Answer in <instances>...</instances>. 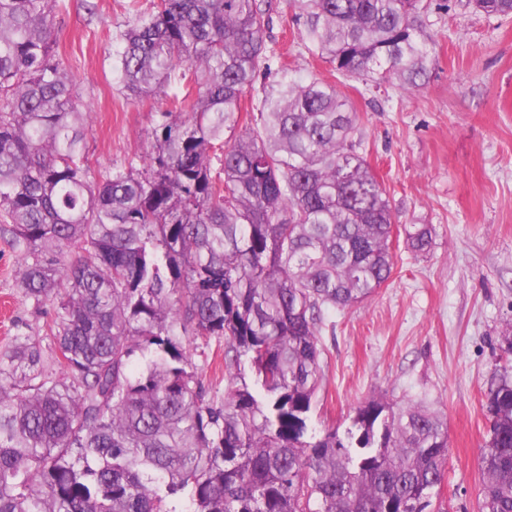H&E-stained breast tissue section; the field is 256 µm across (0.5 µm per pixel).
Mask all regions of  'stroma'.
Instances as JSON below:
<instances>
[{
  "label": "stroma",
  "instance_id": "35a3bbf8",
  "mask_svg": "<svg viewBox=\"0 0 512 512\" xmlns=\"http://www.w3.org/2000/svg\"><path fill=\"white\" fill-rule=\"evenodd\" d=\"M268 45L294 75L332 80L299 44L284 0H273ZM130 0H67L57 47L90 111L92 171L127 165L149 148L157 99H130L112 82V52ZM433 49L425 83L406 93L353 82L341 90L358 115L362 152L384 183L399 224H429V253L396 248L391 279L363 303L329 311L320 332L321 387L311 423L343 428L373 398L426 399L448 423L438 512H478L487 438L484 391L512 325V16L467 0L424 17ZM19 260L0 237V349L14 337L52 342V306L35 310L16 286Z\"/></svg>",
  "mask_w": 512,
  "mask_h": 512
}]
</instances>
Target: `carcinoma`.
Masks as SVG:
<instances>
[{
	"label": "carcinoma",
	"instance_id": "cac0c4a2",
	"mask_svg": "<svg viewBox=\"0 0 512 512\" xmlns=\"http://www.w3.org/2000/svg\"><path fill=\"white\" fill-rule=\"evenodd\" d=\"M488 15L512 0H468ZM303 49L345 81L410 92L432 0H287ZM65 0H0V237L52 339L0 351V512H433L448 456L424 399L309 427L319 333L394 269L387 189L334 84L270 67V0H159L112 80L162 95L140 164L92 176L89 111L55 52ZM195 94L169 95L181 68ZM250 96V124L241 102ZM415 254L428 224L403 226ZM222 344L224 396L203 372ZM201 358L192 359L190 351ZM479 512H512V363L484 392Z\"/></svg>",
	"mask_w": 512,
	"mask_h": 512
}]
</instances>
